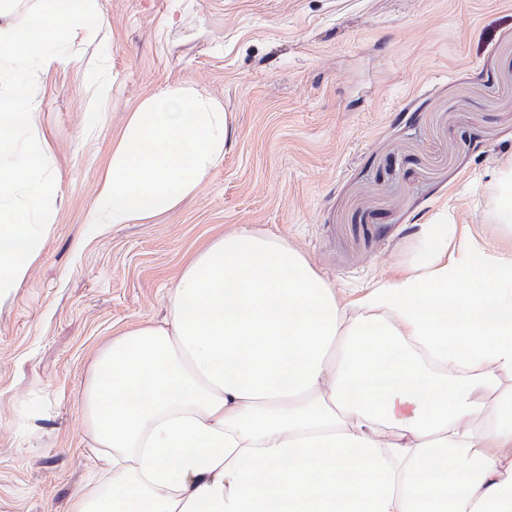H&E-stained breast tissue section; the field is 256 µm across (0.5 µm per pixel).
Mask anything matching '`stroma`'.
I'll return each instance as SVG.
<instances>
[{
    "instance_id": "obj_1",
    "label": "stroma",
    "mask_w": 512,
    "mask_h": 512,
    "mask_svg": "<svg viewBox=\"0 0 512 512\" xmlns=\"http://www.w3.org/2000/svg\"><path fill=\"white\" fill-rule=\"evenodd\" d=\"M104 27L37 76L60 181L41 252L0 299V512H64L98 472L83 383L118 331L162 321L207 240L282 237L343 298L404 274L449 211L512 250L486 187L512 160V0H98ZM112 99L93 103L100 69ZM173 86L232 116L224 159L146 224L90 221L128 112Z\"/></svg>"
}]
</instances>
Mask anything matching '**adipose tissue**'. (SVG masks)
Wrapping results in <instances>:
<instances>
[{
  "label": "adipose tissue",
  "instance_id": "adipose-tissue-1",
  "mask_svg": "<svg viewBox=\"0 0 512 512\" xmlns=\"http://www.w3.org/2000/svg\"><path fill=\"white\" fill-rule=\"evenodd\" d=\"M231 117L174 87L112 142L92 223L144 224L224 159ZM417 230L423 257L347 315L284 239H210L168 315L85 379L100 476L67 512H512V252Z\"/></svg>",
  "mask_w": 512,
  "mask_h": 512
}]
</instances>
